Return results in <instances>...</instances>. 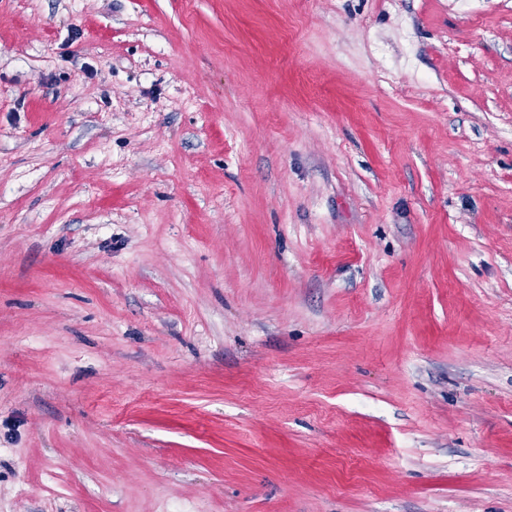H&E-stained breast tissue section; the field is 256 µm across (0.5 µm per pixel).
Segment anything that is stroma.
<instances>
[{
  "label": "stroma",
  "mask_w": 512,
  "mask_h": 512,
  "mask_svg": "<svg viewBox=\"0 0 512 512\" xmlns=\"http://www.w3.org/2000/svg\"><path fill=\"white\" fill-rule=\"evenodd\" d=\"M0 512H512V0H0Z\"/></svg>",
  "instance_id": "obj_1"
}]
</instances>
